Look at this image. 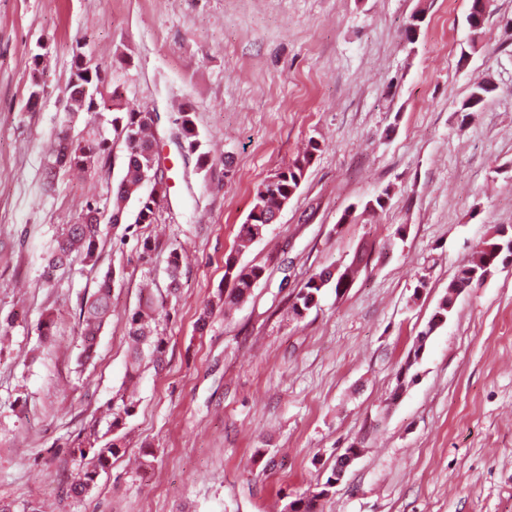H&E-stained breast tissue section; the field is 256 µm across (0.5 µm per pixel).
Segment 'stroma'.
<instances>
[{
	"label": "stroma",
	"instance_id": "obj_1",
	"mask_svg": "<svg viewBox=\"0 0 512 512\" xmlns=\"http://www.w3.org/2000/svg\"><path fill=\"white\" fill-rule=\"evenodd\" d=\"M495 5L476 38L469 0H0V320L11 321L0 345L1 501L282 512L355 445L324 512H512V264L456 296L417 381L390 399L457 269L497 230L512 232V0ZM416 13L411 45L404 26ZM79 43L124 106L158 114L168 185L156 223H136L127 204L121 224L100 226L98 267L74 265L50 288L43 252L86 201L111 196L127 154L118 142L97 172L46 178ZM36 75L45 92L31 109ZM484 80L495 90L482 109L462 111ZM183 112L198 152L182 137ZM312 139L322 149L299 190L241 255L263 279L198 329L256 188ZM379 196L383 206L366 209ZM147 237L156 249L145 259ZM173 252L186 262L160 326L163 364L141 374L125 455L72 502L66 445L105 431L101 412L124 387L127 317L145 291L165 292ZM360 254L367 264L343 296L329 287L307 316L289 314V288ZM110 266L112 315L81 367L79 307ZM48 314L57 327L45 345L37 327ZM144 448L155 452L145 475L134 465Z\"/></svg>",
	"mask_w": 512,
	"mask_h": 512
}]
</instances>
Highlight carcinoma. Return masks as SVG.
Returning <instances> with one entry per match:
<instances>
[{
  "label": "carcinoma",
  "mask_w": 512,
  "mask_h": 512,
  "mask_svg": "<svg viewBox=\"0 0 512 512\" xmlns=\"http://www.w3.org/2000/svg\"><path fill=\"white\" fill-rule=\"evenodd\" d=\"M493 0H471L467 21L473 33H481L487 16L491 12ZM70 81H80L90 88H99L98 69L92 67L82 53L74 54V69ZM494 87L488 82L473 86L467 98L462 102L461 111L475 112L483 104ZM99 106L102 112H111L112 139L101 133L88 138H75L65 130H60L54 145L50 149L49 168L78 169L83 172L96 171L104 156L111 152L109 141H122L127 150V163L124 175L116 192L112 194L111 203L97 200L86 202L78 221L66 224L59 231L53 246L46 254L45 284L50 286L59 276L71 270L72 266L81 262L93 267L99 263V241L101 218L107 208L112 206L113 221L124 212L126 204L135 199L138 201L137 224H152L156 221L159 201L156 192L144 195L141 190L148 177L158 170L157 153L154 151L155 137L153 127L156 124L154 113L146 110L124 109L121 94L117 90L107 88L106 93L99 94ZM182 135L190 151L197 150L196 128L190 112L180 113ZM321 144L316 140L309 141L307 147L300 152L288 165L279 169L271 179L257 187L253 206L243 224L237 231V250L228 254L224 260L225 287L219 288L208 301L203 315L215 309L230 311L247 301L264 276V268L258 265L244 264L239 254L258 239L253 226L263 224L262 216L272 219L274 211L281 207L284 200L290 199L301 186L305 175ZM498 241L489 244L478 252L468 263L462 265L463 275H456L448 284V293L442 297L434 313L424 328L416 336V342L410 350L407 360L408 372L397 374L396 386L392 400H397L407 387L414 383L417 374L413 372L415 365L425 348L428 338L437 331L436 319L448 320L453 308L454 296L465 288L481 285L497 268L500 256L498 246L511 240L504 231H497ZM361 261L335 271L333 267H324L313 274L290 294V309L297 318L304 317L308 311L318 305L319 294L325 286H334L336 296L343 295L350 288L359 272ZM182 269V256L176 252L168 261L170 279L166 295L149 293L141 297L138 307L127 320V336L131 343V362L127 377L136 379L142 369L148 365L160 366L166 349V337L160 335L157 326L163 318L168 298L178 295ZM116 280L113 268H107L101 275V281L93 293L80 304L78 323L80 325L79 360L87 362L95 354L97 338L112 311V286ZM138 403L119 391L106 405L105 417L107 430L97 436L90 430L86 436L77 435L71 442L69 454L77 462V468L71 475L67 486V494L80 499L96 485L99 475L111 465L112 458L125 451L123 448L126 429L130 419L136 415ZM336 487V470H331L324 480L317 483L291 503L296 505L293 511L284 512H322V501Z\"/></svg>",
  "instance_id": "cac0c4a2"
}]
</instances>
